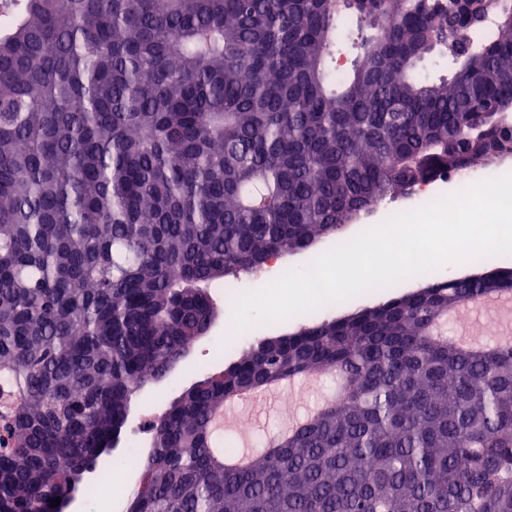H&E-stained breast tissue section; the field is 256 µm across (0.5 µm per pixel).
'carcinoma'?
<instances>
[{
	"mask_svg": "<svg viewBox=\"0 0 512 512\" xmlns=\"http://www.w3.org/2000/svg\"><path fill=\"white\" fill-rule=\"evenodd\" d=\"M481 2L5 0L0 512L88 498L133 400L209 327V288L512 155V0ZM430 56L448 75L422 82ZM481 275L263 338L184 388L126 512H512V344L444 329L512 295V267ZM327 375L337 398L224 464L225 402ZM355 33V19L346 13L341 14L336 21V36L342 45L341 54L336 56V81L342 80L349 69L350 57L348 56L347 47ZM466 179H467V177L465 175L445 172V174L440 178H437L433 181H428V182L418 184L416 186V188L414 189V195L417 196V198L421 201L422 205H427V204L433 203L437 200L444 198L439 195H436L432 191V184L436 180H441L445 183L451 182V183L457 185V192H459V191L465 189V187L458 188V186L459 187L463 186L466 183L465 182Z\"/></svg>",
	"mask_w": 512,
	"mask_h": 512,
	"instance_id": "cac0c4a2",
	"label": "carcinoma"
}]
</instances>
